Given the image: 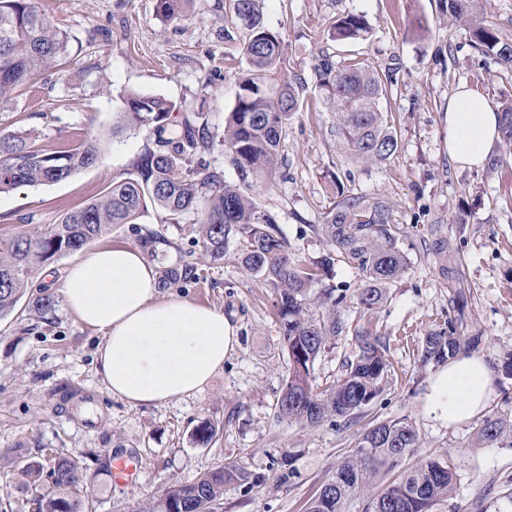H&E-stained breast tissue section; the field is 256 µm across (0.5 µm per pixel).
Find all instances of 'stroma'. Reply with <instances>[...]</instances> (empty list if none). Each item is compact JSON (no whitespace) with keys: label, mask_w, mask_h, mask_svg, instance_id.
Segmentation results:
<instances>
[{"label":"stroma","mask_w":512,"mask_h":512,"mask_svg":"<svg viewBox=\"0 0 512 512\" xmlns=\"http://www.w3.org/2000/svg\"><path fill=\"white\" fill-rule=\"evenodd\" d=\"M156 0H38L53 24L71 36L62 72L43 74L35 88L16 92L0 131L28 133L46 149L75 146L108 129L134 90L169 99L178 112L199 110L215 134L234 106L246 68L243 33L227 21L230 0H191L188 15L165 23ZM264 25L280 35L286 74L303 104L284 128L272 174L250 182L249 194L269 213L288 242L289 255L307 264L328 255L317 226L336 201V186L391 203L406 272L375 310L354 297L358 269L336 262L323 284L345 290L336 314L344 332L314 366L315 384L327 387L353 360L354 329L380 337L395 374L363 411L364 423L404 419L420 448L403 467L431 457L456 472L455 492L434 512H512V443L486 445V417L512 423V165L474 170L448 158V98L458 87L491 103L512 97V73L474 49L452 25L440 0H259ZM348 13L363 15L367 39L338 43L330 31ZM339 61L364 60L389 76L392 91L379 101L391 113L396 153L384 162L352 161L334 134L336 117L316 87L321 52ZM149 133L125 132L104 148L100 161L64 182L0 193V239L41 230L103 195L125 177ZM164 241L148 259L155 266L190 265L194 278L170 295L223 311L238 327L239 342L224 367L199 393L150 406L113 397L97 371V330L83 325L60 295L80 254L46 263L44 283L59 301L51 320H0V503L23 512L27 495L15 485L13 465L25 455L77 458L92 512H148L164 488L191 483L207 469L237 465L263 476L259 486L228 483L219 512H306L309 501L350 455L360 426L330 421L318 426L277 416L276 402L290 359L281 342L275 292L241 264L237 243L224 261L205 255L192 224L163 222L147 209L134 224H118L100 245L139 246L142 229ZM448 241L472 297L462 337L480 335L474 353L494 371V390L483 413L456 426L434 421L424 395L437 364L423 362L425 336L448 318L451 290L435 252ZM218 425L206 444L193 441L203 422ZM139 465L135 480L114 482L119 462Z\"/></svg>","instance_id":"obj_1"}]
</instances>
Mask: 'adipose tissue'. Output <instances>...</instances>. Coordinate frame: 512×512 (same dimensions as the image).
<instances>
[{"label":"adipose tissue","mask_w":512,"mask_h":512,"mask_svg":"<svg viewBox=\"0 0 512 512\" xmlns=\"http://www.w3.org/2000/svg\"><path fill=\"white\" fill-rule=\"evenodd\" d=\"M500 117L467 88L448 99V157L459 168L483 167L498 139ZM68 309L102 335L99 372L112 396L131 405H156L203 389L238 344L237 326L222 311L161 296L157 273L144 253L102 247L69 270ZM494 375L483 358L449 361L430 380L424 404L446 426L480 413L493 393Z\"/></svg>","instance_id":"1"}]
</instances>
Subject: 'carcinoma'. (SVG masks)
I'll list each match as a JSON object with an SVG mask.
<instances>
[{"instance_id":"1","label":"carcinoma","mask_w":512,"mask_h":512,"mask_svg":"<svg viewBox=\"0 0 512 512\" xmlns=\"http://www.w3.org/2000/svg\"><path fill=\"white\" fill-rule=\"evenodd\" d=\"M190 2L157 0L158 15L165 22L181 21L187 17ZM257 2L231 0L230 21L244 34L247 68L238 84L235 105L224 120L222 145L244 184L251 176L272 172L283 127L299 111V93L285 77L282 40L262 23ZM441 2L443 12L466 31L475 49L512 69V45L484 23L480 0ZM367 34L364 18L349 13L336 21L331 38L357 41ZM69 43L67 33L43 17L36 0H0L1 113L17 90L34 87L42 74L63 64ZM315 75L321 95L336 113V138L357 159L382 162L392 157L398 138L391 120L378 106L381 96L388 94L378 72L359 61L340 64L324 52L318 57ZM122 99L124 110L117 113L107 132L66 150L41 148L20 132L0 133V193L67 180L95 165L105 143L127 129L152 133L133 169L100 198L41 231L0 242V319L15 312L20 319L25 315L47 319L55 311L56 301L46 287L33 288L40 268L56 256L78 252L107 234L112 225L133 224L150 206L174 224L191 215L198 242L211 262L224 261L225 250L236 240L242 265L265 278L276 291L281 339L291 361L277 400L278 415L311 426L332 419L358 422L359 412L382 394L391 375L380 338L355 330L358 354L334 386L317 391L314 364L344 331L334 307L346 295L322 286L323 301L332 310L318 319L306 316L305 300L314 273L289 257L274 220L253 197L210 169L204 160V154L214 147L210 127L186 113L174 115L175 106L159 96L126 91ZM497 112L505 153L490 159L493 168L512 161V100L500 102ZM319 231L334 252L325 258L326 264L339 258L358 268L364 284L356 290L357 304L368 311L375 309L408 265L397 245L390 205L342 187ZM191 275V267L164 266L159 279L167 288ZM468 316V296L459 288L449 299L448 322L424 338L423 361L439 364L457 356L462 348L457 329ZM508 436L512 437V424L488 417L479 440L492 445ZM418 447L419 436L407 421L391 420L365 428L354 453L338 466L334 479L321 487L307 512H347L358 502L363 504V512H432L438 503L451 499L456 483L455 471L437 459H423L380 491H368L379 467L395 469ZM78 469L73 457H58L49 467L36 456L17 464L19 488L31 493L26 499L28 512H89ZM230 482L255 485L261 479L242 467L217 466L192 483L169 485L162 498L171 502L175 512H216L224 499V485Z\"/></svg>"}]
</instances>
